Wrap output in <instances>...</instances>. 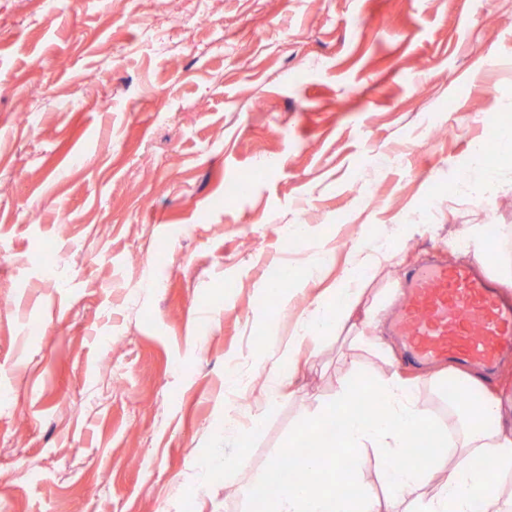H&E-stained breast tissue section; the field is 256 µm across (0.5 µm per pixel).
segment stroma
<instances>
[{
	"instance_id": "1",
	"label": "stroma",
	"mask_w": 512,
	"mask_h": 512,
	"mask_svg": "<svg viewBox=\"0 0 512 512\" xmlns=\"http://www.w3.org/2000/svg\"><path fill=\"white\" fill-rule=\"evenodd\" d=\"M510 16L0 0V512H249L240 487L355 378L397 374L458 427L447 367L404 365L382 324L415 266L472 262L448 246L471 225L512 261V154L473 147L484 115L512 128ZM363 250L355 330L306 339L279 387Z\"/></svg>"
}]
</instances>
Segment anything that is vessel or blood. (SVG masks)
<instances>
[{
    "instance_id": "vessel-or-blood-1",
    "label": "vessel or blood",
    "mask_w": 512,
    "mask_h": 512,
    "mask_svg": "<svg viewBox=\"0 0 512 512\" xmlns=\"http://www.w3.org/2000/svg\"><path fill=\"white\" fill-rule=\"evenodd\" d=\"M393 320L408 363L452 361L492 369L512 351V303L467 264L422 263L407 276Z\"/></svg>"
}]
</instances>
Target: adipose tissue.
<instances>
[{
  "label": "adipose tissue",
  "instance_id": "ef3b65f1",
  "mask_svg": "<svg viewBox=\"0 0 512 512\" xmlns=\"http://www.w3.org/2000/svg\"><path fill=\"white\" fill-rule=\"evenodd\" d=\"M369 263V257H362L360 266L349 271L345 287L315 304L304 321L306 335H324L351 319L355 285ZM364 393L376 403L375 412L354 406L346 388L328 408L340 423L337 440L302 458L305 483L278 481L273 461L250 479L247 493L263 512H379L357 483V462L368 449L385 459L396 510L410 495L417 503L415 512H505L503 486L490 474L512 470V418L505 416L512 396L488 395L468 405L455 438L430 419L397 375L379 377ZM436 476L440 484L433 495L424 496L423 487Z\"/></svg>",
  "mask_w": 512,
  "mask_h": 512
}]
</instances>
